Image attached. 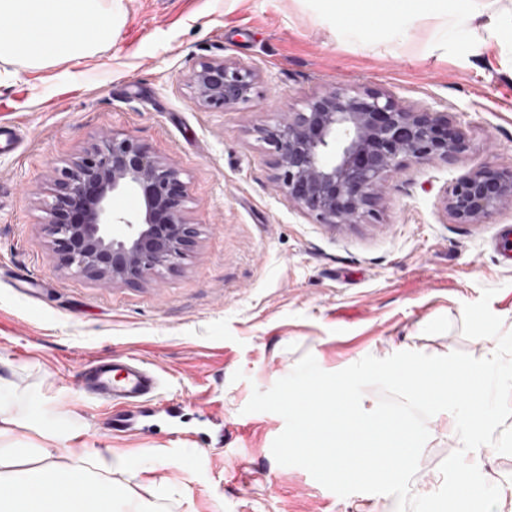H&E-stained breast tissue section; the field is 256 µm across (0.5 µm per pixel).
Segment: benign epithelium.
I'll return each mask as SVG.
<instances>
[{"label": "benign epithelium", "instance_id": "obj_1", "mask_svg": "<svg viewBox=\"0 0 512 512\" xmlns=\"http://www.w3.org/2000/svg\"><path fill=\"white\" fill-rule=\"evenodd\" d=\"M258 82L254 68L226 60L205 61L193 74L204 108L245 104ZM280 112L275 125L260 128L274 155L272 190L330 227L373 216L387 177L406 162L448 160L469 148L447 115L387 91L331 87ZM123 193L140 198L136 215L112 209ZM50 196L49 260L74 278L139 287L178 270L198 237L179 171L130 136L101 134ZM505 206H512V171L488 165L451 184L445 198L457 224H480Z\"/></svg>", "mask_w": 512, "mask_h": 512}]
</instances>
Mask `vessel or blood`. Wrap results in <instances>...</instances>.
<instances>
[{
    "instance_id": "1",
    "label": "vessel or blood",
    "mask_w": 512,
    "mask_h": 512,
    "mask_svg": "<svg viewBox=\"0 0 512 512\" xmlns=\"http://www.w3.org/2000/svg\"><path fill=\"white\" fill-rule=\"evenodd\" d=\"M77 383L88 401L103 403L110 411L106 428L126 436L151 432L152 420L162 411L159 373L147 361L101 357L83 365Z\"/></svg>"
}]
</instances>
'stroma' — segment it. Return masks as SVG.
<instances>
[{
    "mask_svg": "<svg viewBox=\"0 0 512 512\" xmlns=\"http://www.w3.org/2000/svg\"><path fill=\"white\" fill-rule=\"evenodd\" d=\"M121 15L99 54L31 68L0 61V125L22 132L0 149V408L31 418L16 448H84L127 462L116 492L152 512H355L303 468L271 452L284 420L244 413L304 354L339 371L403 350L483 357L492 339L461 330L483 289L512 332V208L457 224L443 201L486 163L512 169V0L466 22L419 12L347 9L338 0H116ZM260 74L248 104L204 109L191 79L202 62ZM368 87L447 113L469 140L449 161L389 175L376 215L329 228L271 190L273 155L256 133L277 103L331 87ZM105 132L139 140L181 174L198 244L176 273L106 287L47 262L43 203L63 168ZM134 355L162 373L161 400L180 396L183 426L221 409L216 448L152 435H110L77 387L82 364ZM411 490L428 492L460 446L453 421L427 423Z\"/></svg>",
    "mask_w": 512,
    "mask_h": 512,
    "instance_id": "35a3bbf8",
    "label": "stroma"
}]
</instances>
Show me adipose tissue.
Here are the masks:
<instances>
[{"instance_id":"ef3b65f1","label":"adipose tissue","mask_w":512,"mask_h":512,"mask_svg":"<svg viewBox=\"0 0 512 512\" xmlns=\"http://www.w3.org/2000/svg\"><path fill=\"white\" fill-rule=\"evenodd\" d=\"M119 23L112 0H0V61L44 68L91 57ZM36 468H26L27 460ZM126 462L95 448L60 466L46 448L0 447V512H112L109 476ZM47 493L29 495L33 484Z\"/></svg>"}]
</instances>
